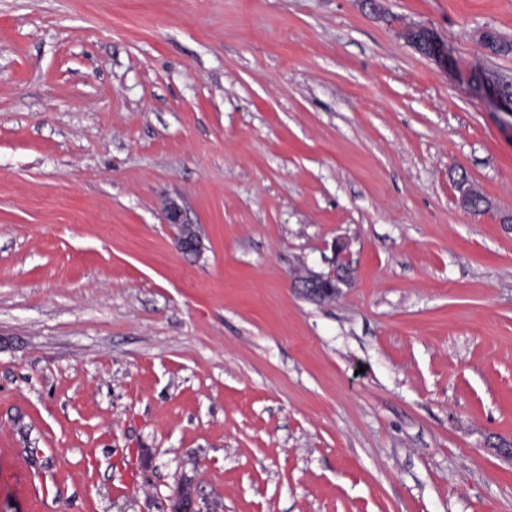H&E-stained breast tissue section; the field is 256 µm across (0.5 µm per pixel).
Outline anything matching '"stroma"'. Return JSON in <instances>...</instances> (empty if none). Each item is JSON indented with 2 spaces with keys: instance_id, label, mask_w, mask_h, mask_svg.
<instances>
[{
  "instance_id": "1",
  "label": "stroma",
  "mask_w": 512,
  "mask_h": 512,
  "mask_svg": "<svg viewBox=\"0 0 512 512\" xmlns=\"http://www.w3.org/2000/svg\"><path fill=\"white\" fill-rule=\"evenodd\" d=\"M487 29L512 0H0V512H512ZM422 34L427 37V49L429 57L440 67H452V59L448 56L447 46L430 29L424 28ZM165 224L177 226L178 233L175 238V246L179 252L185 255H198L204 248L201 233L195 224H190L184 215L183 208L175 200L168 199L162 210ZM290 281L291 287L299 294L316 303L343 294L344 288H351L354 282V271L347 245H334V258L329 272H295L291 274Z\"/></svg>"
}]
</instances>
